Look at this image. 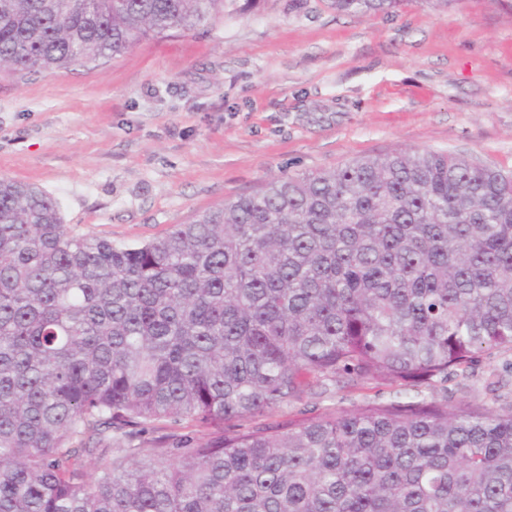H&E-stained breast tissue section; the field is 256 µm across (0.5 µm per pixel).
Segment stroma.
Instances as JSON below:
<instances>
[{
  "label": "stroma",
  "instance_id": "35a3bbf8",
  "mask_svg": "<svg viewBox=\"0 0 512 512\" xmlns=\"http://www.w3.org/2000/svg\"><path fill=\"white\" fill-rule=\"evenodd\" d=\"M512 169V0H402L389 14L330 0H227L191 32L68 71L0 69V177L54 196L76 236L117 245L277 176L396 149ZM305 400L259 426L387 399ZM437 400L512 402V351L449 375Z\"/></svg>",
  "mask_w": 512,
  "mask_h": 512
}]
</instances>
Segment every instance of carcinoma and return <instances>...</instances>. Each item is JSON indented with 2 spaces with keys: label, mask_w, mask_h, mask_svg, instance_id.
<instances>
[{
  "label": "carcinoma",
  "mask_w": 512,
  "mask_h": 512,
  "mask_svg": "<svg viewBox=\"0 0 512 512\" xmlns=\"http://www.w3.org/2000/svg\"><path fill=\"white\" fill-rule=\"evenodd\" d=\"M225 2L0 0V63L71 70ZM505 348L512 171L394 150L137 245L0 178V512H512V407L423 395ZM372 383L395 396L248 425ZM160 422L211 433L120 442Z\"/></svg>",
  "instance_id": "obj_1"
}]
</instances>
